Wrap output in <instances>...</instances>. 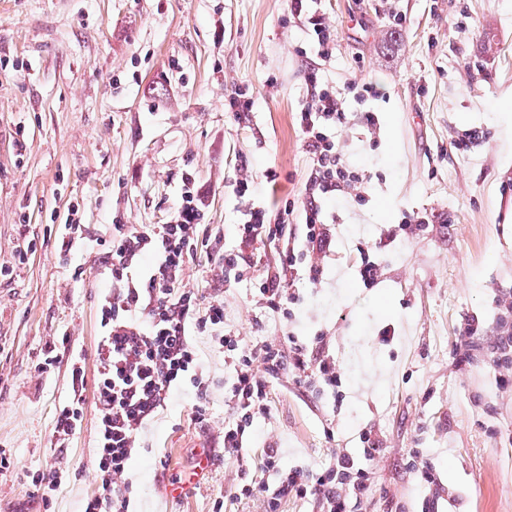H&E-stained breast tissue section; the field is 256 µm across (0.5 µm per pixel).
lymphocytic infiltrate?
Masks as SVG:
<instances>
[{
  "instance_id": "f902f5d3",
  "label": "lymphocytic infiltrate",
  "mask_w": 512,
  "mask_h": 512,
  "mask_svg": "<svg viewBox=\"0 0 512 512\" xmlns=\"http://www.w3.org/2000/svg\"><path fill=\"white\" fill-rule=\"evenodd\" d=\"M290 15L306 29L320 57L331 56L336 46V20L306 0H290ZM307 96L296 114V125L310 156L311 170L303 186L300 206L286 205L277 213L250 206L238 227L242 246L225 252L221 237H206L204 192L193 175L182 178L181 200L168 223L136 228L114 227L106 267L112 287L100 306L102 336L92 362L76 359L70 365L71 395L59 408L53 433L64 441L80 431L84 420L85 390H92L96 409L93 493L82 512H128L129 488L119 485L137 451L139 436L166 401L178 390L205 395L209 376L201 369L194 339L206 335L214 350L233 368L230 389L236 417L224 428V459L236 464L238 491L266 498V512H279L288 497L317 503V512H359L371 489L372 465L382 453V440L373 429H361L359 455L339 450L333 461L321 466L284 468L279 449H266L263 466L276 476L274 485L250 479L247 464L254 420L266 408L269 380L288 373L298 383L317 392L337 391L342 373L326 349L324 336L304 340L286 336L283 342L240 346L237 337L224 332V302L204 300L198 290L183 284V273L198 247L212 245L216 255L215 280L225 271L248 272L257 265L253 247L265 240L279 244L272 271L263 275L259 292L269 312L288 318L299 305L288 292L289 277L306 266L310 279L319 269L309 264L312 254L330 251L333 234L324 201L363 192L367 182L336 149L331 135L335 123L345 121V100L326 85L318 67L305 74ZM152 254L149 270L131 277L130 270L145 254ZM94 379H87V371Z\"/></svg>"
}]
</instances>
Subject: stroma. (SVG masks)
<instances>
[{
  "label": "stroma",
  "instance_id": "35a3bbf8",
  "mask_svg": "<svg viewBox=\"0 0 512 512\" xmlns=\"http://www.w3.org/2000/svg\"><path fill=\"white\" fill-rule=\"evenodd\" d=\"M336 19L323 80L344 92L377 85L364 104L374 127L335 130L345 159L369 176L364 198L329 204L336 242L313 255L318 280L299 274L291 319L266 312L258 288L276 259L260 244L255 271L212 279L199 249L187 287L224 301V329L250 348L294 334L324 335L343 371L342 408L289 375L271 380L249 450L254 481L265 448L284 467L321 465L358 452L377 431L366 512H419L406 467L411 449L431 458L447 492L440 512H512V386H498L490 355L502 333L498 298L512 294V0H317ZM404 14L403 28L389 13ZM288 0H0V512H80L94 490L95 411L65 442L54 416L71 391L70 364L92 359L101 336L103 262L116 224L166 223L182 176L210 193L205 222L225 251L238 249L245 205L231 184L274 168V199L296 200L309 172L294 114L306 97L312 42L288 19ZM255 100L251 122L224 109L237 89ZM485 137L459 151L465 130ZM77 214L82 237L61 249ZM421 216L406 233V216ZM34 252H27L28 242ZM381 265L364 287L361 251ZM482 324L473 359L452 351L465 319ZM394 326L392 344L379 342ZM195 343L210 386L209 424L193 420L194 395L178 392L141 434L125 481L133 512H265L262 496L235 493L224 464L235 379L205 337ZM54 352L49 370L41 365ZM63 478L50 502L37 473Z\"/></svg>",
  "mask_w": 512,
  "mask_h": 512
}]
</instances>
